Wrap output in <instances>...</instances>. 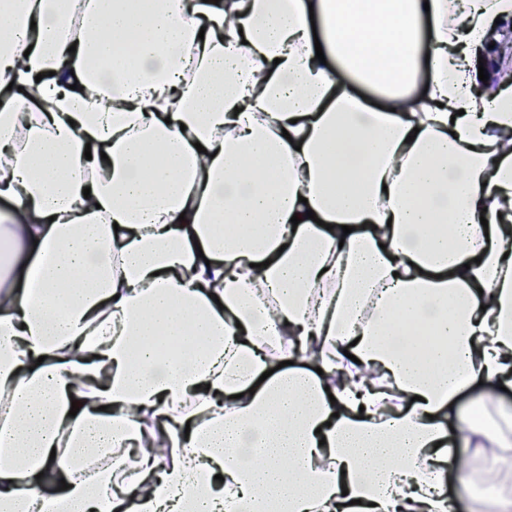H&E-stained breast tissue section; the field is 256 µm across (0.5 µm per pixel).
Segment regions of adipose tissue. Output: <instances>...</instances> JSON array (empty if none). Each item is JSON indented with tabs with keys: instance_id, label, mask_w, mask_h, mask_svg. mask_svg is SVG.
I'll return each mask as SVG.
<instances>
[{
	"instance_id": "1",
	"label": "adipose tissue",
	"mask_w": 512,
	"mask_h": 512,
	"mask_svg": "<svg viewBox=\"0 0 512 512\" xmlns=\"http://www.w3.org/2000/svg\"><path fill=\"white\" fill-rule=\"evenodd\" d=\"M0 18V512H448L512 447L446 423L512 385V0ZM507 389L508 392H505L497 387L492 391L485 384L479 385V381L475 382L459 395L449 418L455 419L457 415L469 411L473 404L480 402H486L491 411L512 409V388Z\"/></svg>"
}]
</instances>
